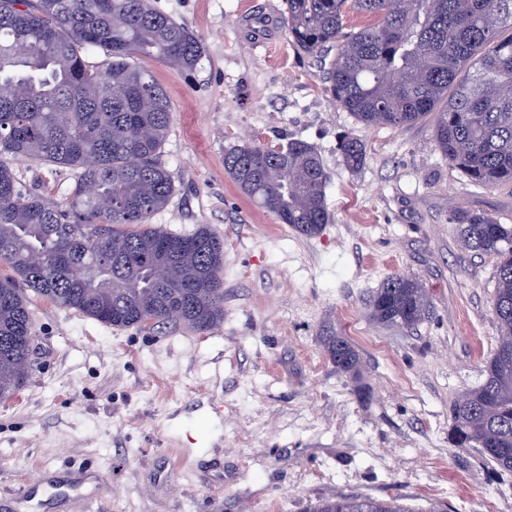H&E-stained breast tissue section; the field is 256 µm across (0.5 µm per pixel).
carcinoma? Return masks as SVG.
Returning <instances> with one entry per match:
<instances>
[{
    "instance_id": "1",
    "label": "carcinoma",
    "mask_w": 512,
    "mask_h": 512,
    "mask_svg": "<svg viewBox=\"0 0 512 512\" xmlns=\"http://www.w3.org/2000/svg\"><path fill=\"white\" fill-rule=\"evenodd\" d=\"M292 44L328 58L336 105L367 126L432 120L448 164L478 186L512 183V0H284ZM369 22L344 31L347 18ZM25 43L23 57L12 47ZM204 54L182 23L150 0H0V399L30 373L34 341L25 288L113 328L170 322L197 333L224 321V239L201 224L189 234L149 225L174 192L157 161L171 112L161 87L134 57L174 71ZM103 57L100 63L91 57ZM340 150L357 169L364 147ZM73 168L72 201L25 193L4 158ZM224 170L279 223L308 237L331 222L327 174L316 148L288 139L275 149L243 143ZM463 246L497 258L493 315L499 336L485 381L450 406L448 442L479 448L512 471V224L485 211L454 216ZM378 324L413 328L429 312L427 289L404 274L370 300ZM341 373L360 358L343 336L324 337ZM309 512H408L395 500L322 499Z\"/></svg>"
}]
</instances>
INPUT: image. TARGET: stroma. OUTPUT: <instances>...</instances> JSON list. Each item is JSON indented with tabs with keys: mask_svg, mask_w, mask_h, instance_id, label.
<instances>
[{
	"mask_svg": "<svg viewBox=\"0 0 512 512\" xmlns=\"http://www.w3.org/2000/svg\"><path fill=\"white\" fill-rule=\"evenodd\" d=\"M204 56L151 71L171 108L157 157L174 193L151 218L224 237V321L115 329L32 296V372L0 399V512H307L336 496L398 499L410 512H512V472L448 442L449 407L485 379L497 345L494 256L465 249L455 214L512 224V185L451 168L432 124L367 127L337 107L319 58L292 45L283 0H152ZM359 139L350 169L339 149ZM305 141L327 173L330 224L299 234L243 194L224 150ZM18 186L66 205L73 169L12 161ZM403 273L431 292L411 329L370 320V295ZM360 356L336 371L322 338ZM487 488L493 500L477 496Z\"/></svg>",
	"mask_w": 512,
	"mask_h": 512,
	"instance_id": "35a3bbf8",
	"label": "stroma"
}]
</instances>
